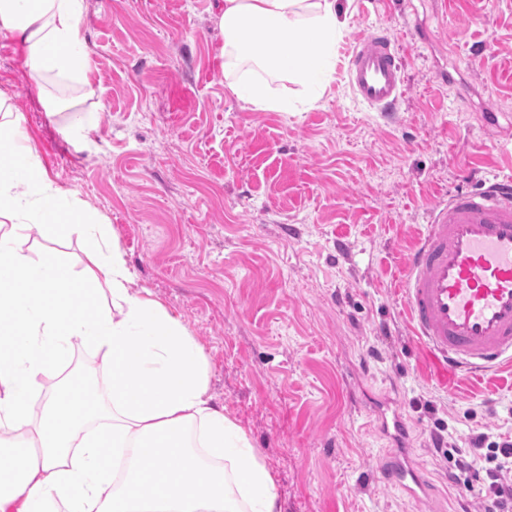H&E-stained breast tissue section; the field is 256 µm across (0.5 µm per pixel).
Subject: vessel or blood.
<instances>
[{
  "label": "vessel or blood",
  "mask_w": 512,
  "mask_h": 512,
  "mask_svg": "<svg viewBox=\"0 0 512 512\" xmlns=\"http://www.w3.org/2000/svg\"><path fill=\"white\" fill-rule=\"evenodd\" d=\"M402 66L398 42L383 31L362 36L344 64L355 98L379 112L400 104ZM401 291L415 335L451 376L512 362V176L434 206ZM377 420L394 441H404L407 426L393 402L379 407ZM380 476L416 498L427 491L408 458L388 457Z\"/></svg>",
  "instance_id": "b4317fda"
}]
</instances>
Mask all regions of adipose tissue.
Returning <instances> with one entry per match:
<instances>
[{"instance_id":"1","label":"adipose tissue","mask_w":512,"mask_h":512,"mask_svg":"<svg viewBox=\"0 0 512 512\" xmlns=\"http://www.w3.org/2000/svg\"><path fill=\"white\" fill-rule=\"evenodd\" d=\"M86 0H0V36L17 41L36 86L91 90ZM228 69L251 63L320 99L348 12L339 0H224L216 17ZM243 108L286 112L288 96L249 76L229 82ZM0 92V512H282L246 432L214 404L210 363L180 315L132 292L109 225L49 180ZM84 241L74 268L39 257L32 232ZM92 349L110 376L70 368ZM40 410H33V403Z\"/></svg>"}]
</instances>
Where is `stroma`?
Segmentation results:
<instances>
[{"label": "stroma", "mask_w": 512, "mask_h": 512, "mask_svg": "<svg viewBox=\"0 0 512 512\" xmlns=\"http://www.w3.org/2000/svg\"><path fill=\"white\" fill-rule=\"evenodd\" d=\"M86 3L94 95L63 81L39 93L1 37L0 92L49 179L110 224L132 291L204 347L210 393L258 448L284 512H478L432 433L444 425L462 446L512 430V370L449 377L395 282L431 207L512 173V0H351L337 59L369 29L405 55L389 117L340 71L317 103L274 80L295 111L241 108L222 71L223 0ZM448 71L454 84L439 85ZM86 112L91 136L67 134ZM384 397L430 496L379 480Z\"/></svg>", "instance_id": "35a3bbf8"}]
</instances>
